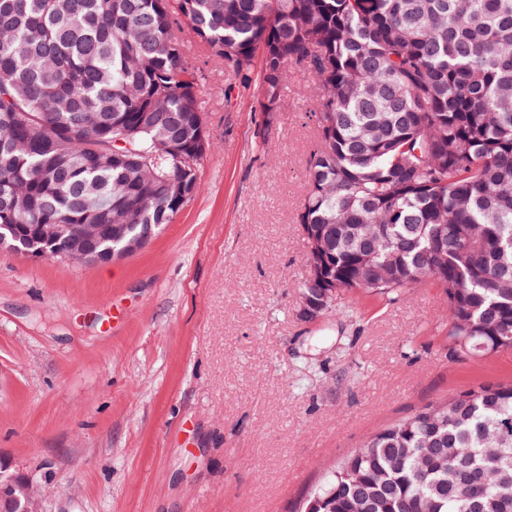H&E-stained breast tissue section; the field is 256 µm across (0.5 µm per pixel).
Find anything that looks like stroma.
I'll list each match as a JSON object with an SVG mask.
<instances>
[{
    "label": "stroma",
    "instance_id": "1",
    "mask_svg": "<svg viewBox=\"0 0 512 512\" xmlns=\"http://www.w3.org/2000/svg\"><path fill=\"white\" fill-rule=\"evenodd\" d=\"M181 36L212 143L196 196L108 263L0 249V472L44 488L42 512H299L370 434L512 378V347L449 359L429 289L300 320L319 84L292 69L265 126L257 86Z\"/></svg>",
    "mask_w": 512,
    "mask_h": 512
}]
</instances>
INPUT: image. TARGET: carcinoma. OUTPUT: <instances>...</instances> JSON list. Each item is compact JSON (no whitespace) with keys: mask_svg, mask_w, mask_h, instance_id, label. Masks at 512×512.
<instances>
[{"mask_svg":"<svg viewBox=\"0 0 512 512\" xmlns=\"http://www.w3.org/2000/svg\"><path fill=\"white\" fill-rule=\"evenodd\" d=\"M185 22L265 127L288 75L321 86L298 223L350 293L433 288L448 350L512 346V0H0V225H151L195 197L201 77ZM183 141L187 164L162 143ZM304 512H512V380L369 435Z\"/></svg>","mask_w":512,"mask_h":512,"instance_id":"obj_1","label":"carcinoma"}]
</instances>
